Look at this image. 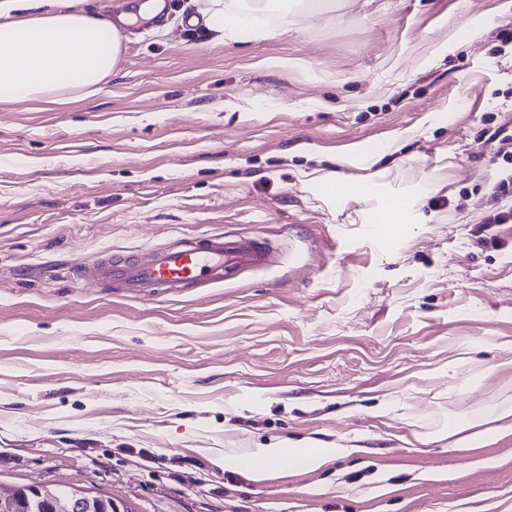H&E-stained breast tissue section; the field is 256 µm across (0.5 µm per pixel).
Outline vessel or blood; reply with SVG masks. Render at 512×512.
<instances>
[{
	"label": "vessel or blood",
	"instance_id": "1",
	"mask_svg": "<svg viewBox=\"0 0 512 512\" xmlns=\"http://www.w3.org/2000/svg\"><path fill=\"white\" fill-rule=\"evenodd\" d=\"M263 250L260 241H231L217 233L197 242L155 249L131 262L113 259L107 252L70 267L68 275L73 281L103 288L116 285L129 296L139 297L152 291L221 285L225 273L258 261Z\"/></svg>",
	"mask_w": 512,
	"mask_h": 512
}]
</instances>
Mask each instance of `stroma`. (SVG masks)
<instances>
[{
    "label": "stroma",
    "instance_id": "35a3bbf8",
    "mask_svg": "<svg viewBox=\"0 0 512 512\" xmlns=\"http://www.w3.org/2000/svg\"><path fill=\"white\" fill-rule=\"evenodd\" d=\"M92 14L136 0H78ZM196 0L122 27L91 94L0 102V488L123 512H512V0H336L218 42ZM375 150L372 195L331 194ZM419 224L368 234L388 198ZM261 238L223 286L131 297L63 268ZM332 448L242 469L254 449ZM38 498L45 500L52 506L54 512H84L91 500L84 492L79 490L71 491L65 498L56 497L53 487L48 485L29 487Z\"/></svg>",
    "mask_w": 512,
    "mask_h": 512
}]
</instances>
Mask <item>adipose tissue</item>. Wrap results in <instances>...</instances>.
I'll return each instance as SVG.
<instances>
[{
  "label": "adipose tissue",
  "mask_w": 512,
  "mask_h": 512,
  "mask_svg": "<svg viewBox=\"0 0 512 512\" xmlns=\"http://www.w3.org/2000/svg\"><path fill=\"white\" fill-rule=\"evenodd\" d=\"M302 0H197L220 37L259 11L298 14ZM120 52L110 18L74 10L72 0H0V101L24 93L59 100L111 74Z\"/></svg>",
  "instance_id": "obj_1"
}]
</instances>
